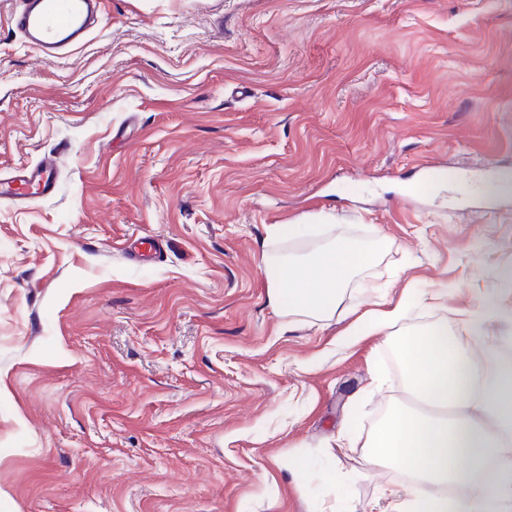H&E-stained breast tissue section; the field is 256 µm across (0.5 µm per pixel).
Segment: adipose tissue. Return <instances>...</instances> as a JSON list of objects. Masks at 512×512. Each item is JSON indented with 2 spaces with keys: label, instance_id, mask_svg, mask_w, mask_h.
I'll return each mask as SVG.
<instances>
[{
  "label": "adipose tissue",
  "instance_id": "obj_1",
  "mask_svg": "<svg viewBox=\"0 0 512 512\" xmlns=\"http://www.w3.org/2000/svg\"><path fill=\"white\" fill-rule=\"evenodd\" d=\"M341 238L305 264L267 260L271 303L285 316L328 319L353 271L367 263ZM404 303L369 312L363 330L384 335L414 397L436 407L423 416L397 407L370 432L368 460L411 473L407 491L388 489L387 512H512V358L477 348L490 320L512 325V310L482 302L459 314V330L400 332Z\"/></svg>",
  "mask_w": 512,
  "mask_h": 512
}]
</instances>
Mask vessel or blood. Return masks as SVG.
Segmentation results:
<instances>
[{"instance_id": "1", "label": "vessel or blood", "mask_w": 512, "mask_h": 512, "mask_svg": "<svg viewBox=\"0 0 512 512\" xmlns=\"http://www.w3.org/2000/svg\"><path fill=\"white\" fill-rule=\"evenodd\" d=\"M103 0H21L13 17L15 28L40 57L53 65L63 64L67 51L81 43L95 18L102 13ZM56 186V162L48 160L26 166L12 177L0 178V198L26 195L47 196Z\"/></svg>"}]
</instances>
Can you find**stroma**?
I'll use <instances>...</instances> for the list:
<instances>
[{
	"label": "stroma",
	"mask_w": 512,
	"mask_h": 512,
	"mask_svg": "<svg viewBox=\"0 0 512 512\" xmlns=\"http://www.w3.org/2000/svg\"><path fill=\"white\" fill-rule=\"evenodd\" d=\"M18 8L0 174L60 163L0 201V512H369L400 478L364 442L408 395L357 312L512 309V191L468 187L512 178V0H106L63 67ZM340 237L375 251L343 311L289 320L264 258ZM56 162L51 159L37 165H27L12 177L0 178V198L26 195L48 196L56 186Z\"/></svg>",
	"instance_id": "1"
}]
</instances>
